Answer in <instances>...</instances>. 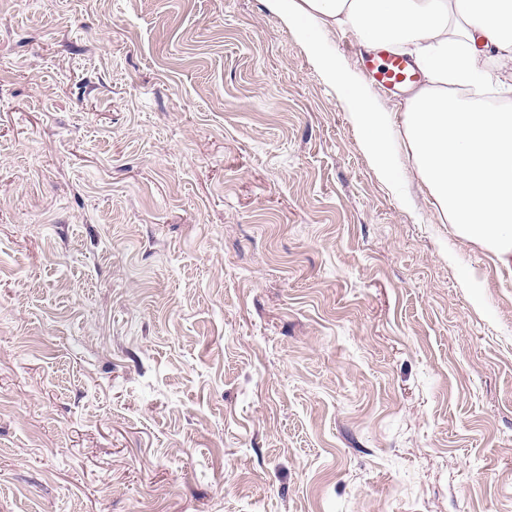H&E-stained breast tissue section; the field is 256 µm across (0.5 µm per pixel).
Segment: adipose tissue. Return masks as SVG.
<instances>
[{"label":"adipose tissue","instance_id":"adipose-tissue-1","mask_svg":"<svg viewBox=\"0 0 512 512\" xmlns=\"http://www.w3.org/2000/svg\"><path fill=\"white\" fill-rule=\"evenodd\" d=\"M284 21L352 30L367 50L414 57L426 82L406 103L404 128L417 174L459 230L512 263V0H268ZM352 121L380 170L387 121L364 94Z\"/></svg>","mask_w":512,"mask_h":512}]
</instances>
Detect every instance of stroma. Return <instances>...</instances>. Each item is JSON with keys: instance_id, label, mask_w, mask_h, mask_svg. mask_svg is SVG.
Masks as SVG:
<instances>
[{"instance_id": "1", "label": "stroma", "mask_w": 512, "mask_h": 512, "mask_svg": "<svg viewBox=\"0 0 512 512\" xmlns=\"http://www.w3.org/2000/svg\"><path fill=\"white\" fill-rule=\"evenodd\" d=\"M359 50L266 0H0V512H512V270ZM312 50L315 54V60L322 68L326 77L336 83L337 85H347L349 83L348 76L339 66L337 60L327 53L323 52L321 47L317 44L312 45ZM352 121L361 134L367 154L374 165L385 171L389 166L387 121L381 109L366 94L353 98Z\"/></svg>"}]
</instances>
